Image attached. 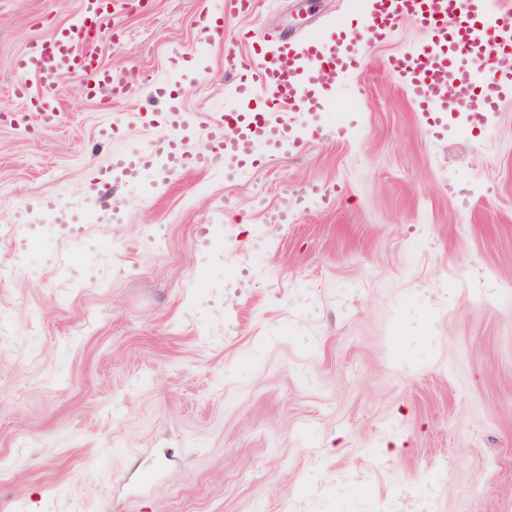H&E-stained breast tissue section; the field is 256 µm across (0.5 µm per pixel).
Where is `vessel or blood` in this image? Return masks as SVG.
Returning <instances> with one entry per match:
<instances>
[{
  "instance_id": "obj_1",
  "label": "vessel or blood",
  "mask_w": 512,
  "mask_h": 512,
  "mask_svg": "<svg viewBox=\"0 0 512 512\" xmlns=\"http://www.w3.org/2000/svg\"><path fill=\"white\" fill-rule=\"evenodd\" d=\"M253 0H225L223 13L210 17L205 34L223 33L227 18L250 13ZM102 0H82V9L74 22L56 31L50 39L32 42L17 56L11 66L16 77V95L22 101L24 115L42 114L46 95L57 87V70L66 67L80 76L77 87L80 94L96 91L109 93L111 98L127 95L139 81L134 72L114 73L111 69L93 65L92 48L95 39L111 36L115 19L101 9ZM403 19L414 21L429 35L428 49L404 53L388 62L389 74L404 85L421 112L427 113V123L438 126L439 117L430 116L432 104L448 94L449 55L461 62L480 58L493 78L482 89L480 107L495 111L501 97L497 76L500 60L512 56V43L488 34L484 43L474 45L470 31L473 17L455 11L452 0H371L365 16L370 33L384 37ZM355 27H337L331 43L301 41L290 47L280 42L254 50L246 62L240 64L231 82L235 95L263 94L266 109L262 112H227L207 126L210 150L194 153L184 148L183 141L192 131L189 116L178 110L166 113L165 122L172 129V137L154 140L147 151L117 153L112 165L121 169L127 181L136 182L147 172L158 175L187 168L204 169L221 161L228 165L249 168L253 165V144L261 139L276 149L297 152L302 148L299 139L292 136L285 123L273 120L274 112L323 111L331 112L335 100L305 89L298 81L299 73H306L309 82H316L323 71L338 76L359 69L364 54ZM35 78L41 88L38 95L27 92L28 78Z\"/></svg>"
}]
</instances>
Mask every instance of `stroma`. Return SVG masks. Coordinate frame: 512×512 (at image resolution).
Returning <instances> with one entry per match:
<instances>
[{"label":"stroma","instance_id":"1","mask_svg":"<svg viewBox=\"0 0 512 512\" xmlns=\"http://www.w3.org/2000/svg\"><path fill=\"white\" fill-rule=\"evenodd\" d=\"M225 24L253 44L330 42L369 0H254ZM224 0H135L98 60L181 90L205 121L263 100L226 94L234 57L200 39ZM81 0H0V512H512V97L440 106L432 134L391 55L427 44L399 22L363 67L289 118L295 155L257 145L249 172L147 174L121 148L167 137L149 83L81 96L62 70L51 117L14 121L10 64ZM318 185L288 223L284 198Z\"/></svg>","mask_w":512,"mask_h":512}]
</instances>
